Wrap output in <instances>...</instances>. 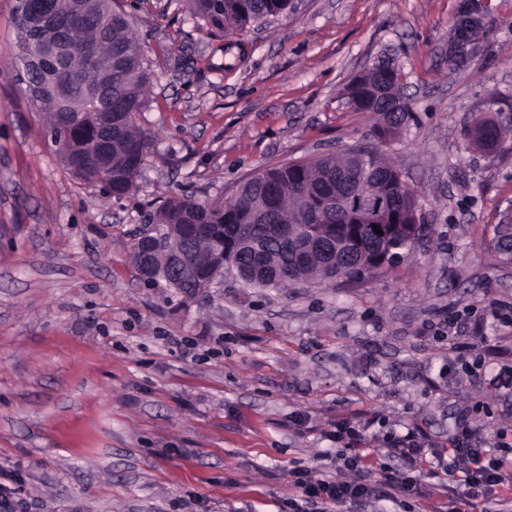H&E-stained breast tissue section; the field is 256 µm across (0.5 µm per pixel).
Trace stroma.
<instances>
[{
	"label": "stroma",
	"instance_id": "1",
	"mask_svg": "<svg viewBox=\"0 0 512 512\" xmlns=\"http://www.w3.org/2000/svg\"><path fill=\"white\" fill-rule=\"evenodd\" d=\"M18 6L0 0V466L22 512H280L341 418L377 448L465 422L512 443V150L464 147L512 115V0H290L231 69L182 0H132L156 147L121 200L60 165ZM386 57L416 114L387 157L431 227L409 259L359 286L227 274L191 299L140 277L145 215L180 186L225 200L260 167L373 144L345 87ZM473 135L471 139L470 136ZM506 128L492 117H479L466 133V139L469 138L470 144L475 142L477 148L485 149L482 145L483 139L489 137L495 141L497 149L504 147L506 140Z\"/></svg>",
	"mask_w": 512,
	"mask_h": 512
}]
</instances>
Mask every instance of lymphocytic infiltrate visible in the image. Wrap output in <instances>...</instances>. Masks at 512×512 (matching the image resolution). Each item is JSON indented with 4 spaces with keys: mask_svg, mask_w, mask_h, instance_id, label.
Listing matches in <instances>:
<instances>
[{
    "mask_svg": "<svg viewBox=\"0 0 512 512\" xmlns=\"http://www.w3.org/2000/svg\"><path fill=\"white\" fill-rule=\"evenodd\" d=\"M476 434V428L464 426L447 446L438 447L424 434L410 431L377 455L368 449L366 438H359L350 456L325 454L352 471L351 480L336 481L302 465L289 468V512H343L348 505L367 502H386L393 512H403L407 496L435 489L446 493L445 512H464L474 501L512 487V459L478 447Z\"/></svg>",
    "mask_w": 512,
    "mask_h": 512,
    "instance_id": "obj_1",
    "label": "lymphocytic infiltrate"
}]
</instances>
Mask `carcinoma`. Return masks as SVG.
<instances>
[{"label":"carcinoma","mask_w":512,"mask_h":512,"mask_svg":"<svg viewBox=\"0 0 512 512\" xmlns=\"http://www.w3.org/2000/svg\"><path fill=\"white\" fill-rule=\"evenodd\" d=\"M116 0H54L60 15H70L88 6L92 17L71 29V39L98 44L99 66L112 70V111L126 113L124 125L112 132V179L95 177L82 181L121 199L136 189L142 167L154 147V136L138 124L147 105L146 92L152 71L128 14L114 7ZM289 0H186L191 17L200 19L211 32L238 34L251 24L288 9ZM84 65L70 57L63 65L47 67L27 78L34 101L45 110L47 134L52 142L72 154L96 149L104 112L97 110L84 120L65 128L58 118L64 112L83 108V88L78 81ZM399 70H367L348 86V100L356 112L374 118L373 134L380 144L395 140L402 129L416 120L410 103L395 109V92L401 90ZM477 148L489 137L497 148L504 147L506 128L492 117H480L468 129ZM345 167L357 178L348 194L345 210L322 206L320 191L335 186L336 169ZM417 195L401 173L377 147L354 146V153H329L307 160L288 161L257 170L235 196L211 204L198 202L187 190L165 200L147 213V223L208 224V236L197 243L198 261L209 274L232 272L247 288H285L296 282L312 286L345 282L359 284L369 274H384L398 261L384 265L366 262L374 252L405 257L430 233L418 223ZM290 224L296 237L314 232L330 244L354 238L348 250L353 258L341 267L330 268L320 257L302 267H288L285 243L272 225ZM374 224L385 226L376 236Z\"/></svg>","instance_id":"1"}]
</instances>
